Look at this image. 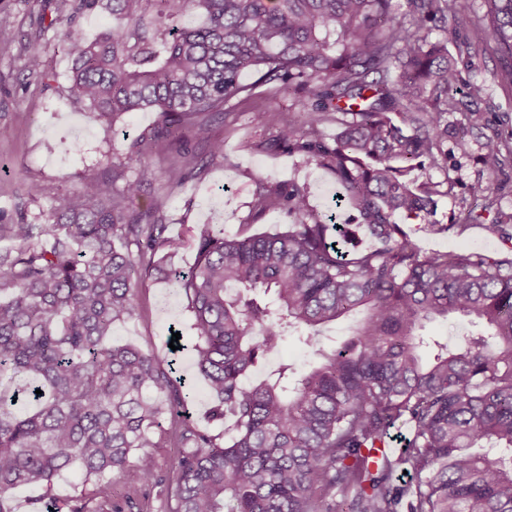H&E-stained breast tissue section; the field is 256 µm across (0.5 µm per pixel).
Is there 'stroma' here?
<instances>
[{
    "instance_id": "35a3bbf8",
    "label": "stroma",
    "mask_w": 512,
    "mask_h": 512,
    "mask_svg": "<svg viewBox=\"0 0 512 512\" xmlns=\"http://www.w3.org/2000/svg\"><path fill=\"white\" fill-rule=\"evenodd\" d=\"M77 4L78 0H0V14L11 19L10 27L0 30V220L7 224L21 217L36 223L42 209L58 194L74 189L85 171L103 168L107 154L125 153L132 140L159 122L158 113L132 112L109 125L91 112L71 109L67 79L71 61L57 18L71 17L73 28L90 38L112 26L109 11H82ZM34 50L44 61L41 78L29 77L26 70L27 57ZM493 68V60L487 58L471 74L472 81L485 88L481 99L465 97L459 90L453 93L462 109L449 113V124L471 123L475 129L463 141L449 139L447 171L430 173L436 181L452 179L454 188L437 204L435 220L440 231L419 234L424 250L479 251L494 259L512 260V224L500 233L484 223L463 221L477 205L467 191L477 182L490 183L493 210L512 213V169L493 171L483 161L485 137L512 136V91L494 79ZM255 106L240 104L228 117L210 122V135L223 139L227 157L203 160L199 175L183 183H170L167 171L179 160L178 142L194 140V130H181L176 138L150 147L145 159L152 176L136 202L137 209L147 210L162 192L170 197L166 222L172 234H187L201 224L223 225L229 235L245 225L254 233L271 231L284 224L283 215L270 213L256 223L248 221L249 188L256 176L308 185L314 208L330 206L336 185L323 170L293 155L239 150V142L253 133L250 115ZM27 184L39 187L37 199L24 194ZM139 303L137 315L116 325L115 341L154 351L166 361L171 358L167 341L172 333H180L182 344L190 345L191 314L183 295L151 278L139 290ZM180 372L192 388V420L211 433H223L225 423L207 419L214 400L187 350L181 354ZM163 506L159 487L141 483L136 471L115 480L111 512H164Z\"/></svg>"
}]
</instances>
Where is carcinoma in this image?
Segmentation results:
<instances>
[{"label":"carcinoma","mask_w":512,"mask_h":512,"mask_svg":"<svg viewBox=\"0 0 512 512\" xmlns=\"http://www.w3.org/2000/svg\"><path fill=\"white\" fill-rule=\"evenodd\" d=\"M483 3L477 13L467 0H110L115 25L93 41L58 18L72 108L110 124L143 111L161 122L107 156L112 177L89 170L55 197L41 223L0 225L16 242L0 249V512H16L22 486L45 490L31 512H91L82 497L51 495L55 480L76 470L107 503L114 476L134 468L164 487L166 512H512V261L426 252L402 227L434 223L448 191L414 171L446 168L448 135L465 133L445 118L463 82L448 38L472 69L495 56L512 88V0ZM273 90L293 97L295 117L251 113L272 137L249 147L329 171L365 248L343 252L332 215L296 182L253 179L250 221L290 219L272 233L205 224L186 240L163 223L167 195L135 208L146 146L194 126L222 159L224 140L196 119ZM484 149L492 168L512 164L511 141L488 137ZM180 157L171 182L196 167L195 150ZM134 164L139 175L117 186ZM187 246L195 262L172 285L192 313L210 418L232 420L225 439L186 415L190 394L171 364L112 340L137 314L134 274L164 271ZM353 314L355 333L326 351L320 328ZM454 314L484 329L423 362L424 322ZM290 331L306 368L280 363L246 383ZM399 422L403 448L383 451ZM164 435L179 449L169 478L139 456Z\"/></svg>","instance_id":"carcinoma-1"}]
</instances>
